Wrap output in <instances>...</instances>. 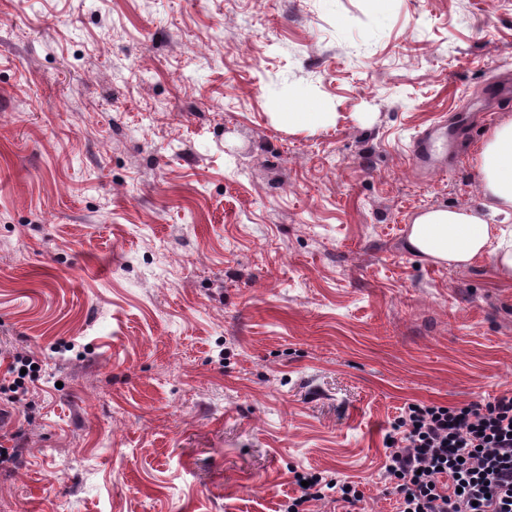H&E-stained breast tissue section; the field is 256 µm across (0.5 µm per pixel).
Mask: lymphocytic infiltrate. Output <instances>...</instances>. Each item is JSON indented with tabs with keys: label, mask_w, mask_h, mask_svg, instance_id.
Segmentation results:
<instances>
[{
	"label": "lymphocytic infiltrate",
	"mask_w": 512,
	"mask_h": 512,
	"mask_svg": "<svg viewBox=\"0 0 512 512\" xmlns=\"http://www.w3.org/2000/svg\"><path fill=\"white\" fill-rule=\"evenodd\" d=\"M387 438L398 512H512V395L408 404Z\"/></svg>",
	"instance_id": "f902f5d3"
}]
</instances>
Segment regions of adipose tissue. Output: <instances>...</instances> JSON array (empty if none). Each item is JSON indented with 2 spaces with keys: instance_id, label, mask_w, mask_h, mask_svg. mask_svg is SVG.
<instances>
[{
  "instance_id": "adipose-tissue-1",
  "label": "adipose tissue",
  "mask_w": 512,
  "mask_h": 512,
  "mask_svg": "<svg viewBox=\"0 0 512 512\" xmlns=\"http://www.w3.org/2000/svg\"><path fill=\"white\" fill-rule=\"evenodd\" d=\"M477 161L488 208L512 220V119L483 143ZM408 247L455 269L488 256L502 277L512 278V232L494 229L470 209H434L419 215L410 227Z\"/></svg>"
}]
</instances>
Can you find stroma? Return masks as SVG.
Wrapping results in <instances>:
<instances>
[{
    "mask_svg": "<svg viewBox=\"0 0 512 512\" xmlns=\"http://www.w3.org/2000/svg\"><path fill=\"white\" fill-rule=\"evenodd\" d=\"M508 70L512 0H0V374L43 364L0 512H282L298 471L397 512L403 408L512 393V280L407 246L483 212ZM279 118L288 128L294 125L312 124L317 122H330L336 120L332 112H280ZM445 127L441 124H433L420 130L412 140L409 153L412 161L418 166H430L432 168L443 167L437 163L436 143L443 138ZM445 141L447 139L443 138Z\"/></svg>",
    "mask_w": 512,
    "mask_h": 512,
    "instance_id": "35a3bbf8",
    "label": "stroma"
}]
</instances>
